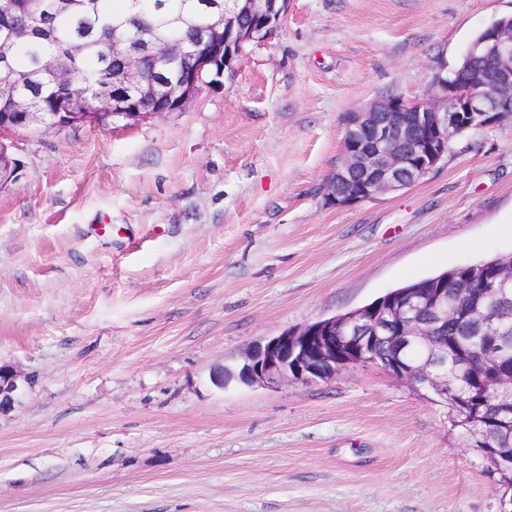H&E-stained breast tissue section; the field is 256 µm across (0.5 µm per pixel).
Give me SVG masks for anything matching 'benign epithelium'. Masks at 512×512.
<instances>
[{
    "label": "benign epithelium",
    "instance_id": "1",
    "mask_svg": "<svg viewBox=\"0 0 512 512\" xmlns=\"http://www.w3.org/2000/svg\"><path fill=\"white\" fill-rule=\"evenodd\" d=\"M44 8L45 0H0V20H9L21 11L28 15L25 24L9 27L5 42H27L40 23ZM287 9L288 0H224V8L199 19L179 16L169 20L173 28L191 33L193 49L189 52L185 51L186 44L169 39L138 44L121 25H115L112 57L121 66L112 73L109 90L93 96L81 112L71 111L68 101L62 100L56 116L66 117L68 125L77 126L108 119L138 123L165 112H182L204 79L219 83L247 43L269 39L281 26ZM186 54L192 57V64L176 82L155 79L143 67L146 57L161 66ZM467 55L480 60L482 70L466 83L450 80L440 71L423 99L380 97L347 115L341 161L325 186L327 205L350 207L409 186L429 173L448 154L451 142L474 123L486 127L512 118V27L492 24L485 29L481 41L470 45ZM41 72L58 84L66 80V74L50 57L43 60ZM133 83L142 86L137 99L128 94V86ZM153 99L167 104L165 112L152 111L149 102ZM0 103L9 108L0 113V136L30 127H62L59 122L29 111L28 102L17 94L14 83L0 82ZM17 170L16 159L0 140V187L12 181ZM458 299L457 308L453 309L448 306V294L441 290L429 297L415 294L408 303H389L373 316L341 321L333 317L285 331L247 353L241 379L268 387L326 381L353 366L381 365L374 346L389 340L398 351L420 349L423 357L408 365L394 363L386 371L398 381L428 389L438 402L446 404L448 343L438 339V324L456 310L480 332L506 327V317L498 305L472 307L463 289L459 290ZM496 345L501 348L496 357L480 345L473 347L470 354L474 364L486 367L496 358H505L512 350V336L499 338ZM18 382L16 370L0 366V412L13 403ZM504 434V430L475 425L469 428V447L479 451L500 476L504 492L498 512H512V448L486 453V447L495 445Z\"/></svg>",
    "mask_w": 512,
    "mask_h": 512
}]
</instances>
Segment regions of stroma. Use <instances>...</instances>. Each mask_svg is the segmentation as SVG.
Wrapping results in <instances>:
<instances>
[{
	"label": "stroma",
	"mask_w": 512,
	"mask_h": 512,
	"mask_svg": "<svg viewBox=\"0 0 512 512\" xmlns=\"http://www.w3.org/2000/svg\"><path fill=\"white\" fill-rule=\"evenodd\" d=\"M512 0H289L182 112L9 135L0 512H496L446 405L377 365L277 388L246 352L512 253V120L325 204L345 115L424 98ZM110 225L95 233L94 225ZM19 374L12 367L0 366V412L9 408L18 390Z\"/></svg>",
	"instance_id": "stroma-1"
}]
</instances>
